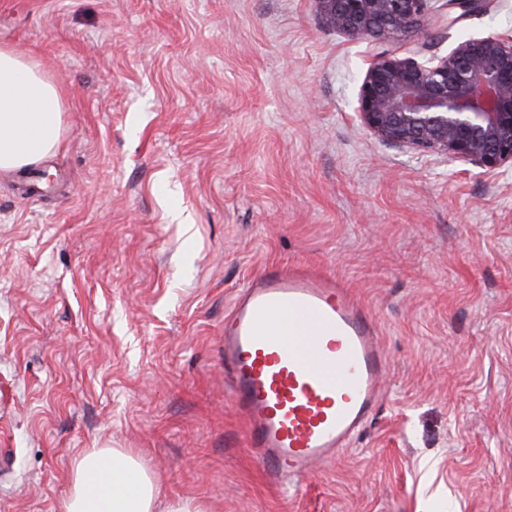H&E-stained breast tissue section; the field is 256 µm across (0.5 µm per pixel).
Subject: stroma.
Returning a JSON list of instances; mask_svg holds the SVG:
<instances>
[{
    "mask_svg": "<svg viewBox=\"0 0 512 512\" xmlns=\"http://www.w3.org/2000/svg\"><path fill=\"white\" fill-rule=\"evenodd\" d=\"M512 34V0L407 48ZM64 97L0 172V512H58L76 458L132 454L202 512H512V169L378 142L367 46L313 0H0V45ZM50 173L38 192L28 171ZM310 266L376 322L380 406L297 491L244 446L224 317Z\"/></svg>",
    "mask_w": 512,
    "mask_h": 512,
    "instance_id": "1",
    "label": "stroma"
}]
</instances>
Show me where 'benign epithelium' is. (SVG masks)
Masks as SVG:
<instances>
[{
	"instance_id": "obj_1",
	"label": "benign epithelium",
	"mask_w": 512,
	"mask_h": 512,
	"mask_svg": "<svg viewBox=\"0 0 512 512\" xmlns=\"http://www.w3.org/2000/svg\"><path fill=\"white\" fill-rule=\"evenodd\" d=\"M321 23L365 41L356 112L379 142L494 174L512 167V35L469 37L441 55L402 52L448 18L431 0H314ZM464 18L483 0H449Z\"/></svg>"
}]
</instances>
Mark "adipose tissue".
Returning a JSON list of instances; mask_svg holds the SVG:
<instances>
[{"instance_id":"ef3b65f1","label":"adipose tissue","mask_w":512,"mask_h":512,"mask_svg":"<svg viewBox=\"0 0 512 512\" xmlns=\"http://www.w3.org/2000/svg\"><path fill=\"white\" fill-rule=\"evenodd\" d=\"M57 87L14 48L0 45V170L38 161L59 141ZM60 512H199L188 500L161 504L156 477L131 454L93 448L75 462Z\"/></svg>"}]
</instances>
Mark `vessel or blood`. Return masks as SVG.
<instances>
[{"label":"vessel or blood","instance_id":"b4317fda","mask_svg":"<svg viewBox=\"0 0 512 512\" xmlns=\"http://www.w3.org/2000/svg\"><path fill=\"white\" fill-rule=\"evenodd\" d=\"M224 381L269 483L333 460L376 409L386 371L377 328L335 276L272 267L224 319Z\"/></svg>","mask_w":512,"mask_h":512}]
</instances>
